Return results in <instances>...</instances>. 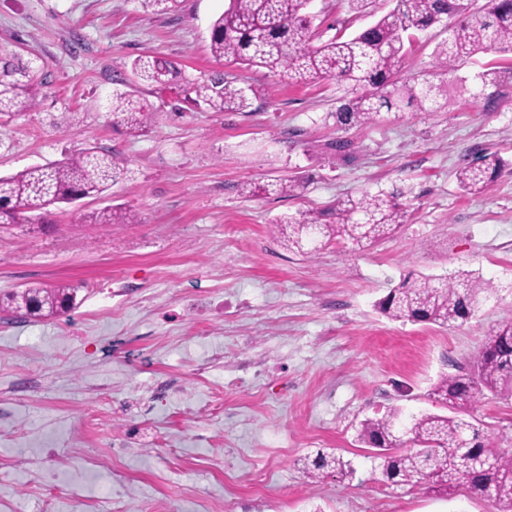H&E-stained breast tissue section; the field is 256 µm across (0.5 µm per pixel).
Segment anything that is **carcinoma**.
<instances>
[{"instance_id": "1", "label": "carcinoma", "mask_w": 512, "mask_h": 512, "mask_svg": "<svg viewBox=\"0 0 512 512\" xmlns=\"http://www.w3.org/2000/svg\"><path fill=\"white\" fill-rule=\"evenodd\" d=\"M393 8L372 24L344 37L325 41L316 33L307 0H229L212 23L210 51L214 58L281 71L296 81L336 79L351 89L335 112L336 126L347 130L372 123L386 109L414 107L438 112L448 104V75L455 64L485 51L512 54V0H485L477 10L470 0H393ZM451 23V39L443 44L433 71L401 77L410 36L441 23ZM143 82L160 89L177 87L185 97L215 112H242L249 107L248 89L216 72L203 82H190L168 60L146 56L132 63ZM32 61L0 58V113L20 112L37 105L40 79ZM482 86L512 82V68L478 74ZM114 124L129 135L148 131L151 113L132 95L112 96ZM502 168L495 154L464 161L456 173L461 190L486 191ZM123 174L117 155L83 148L64 160L28 167L0 176V224H52L50 207L70 205L105 193ZM408 191L397 186L364 190L339 198L324 212H302L275 220L288 225L287 242L316 249L334 241L371 246L406 222ZM93 224H136L138 216L122 207H106L89 216ZM489 284L468 273L443 278L402 281L378 303L396 321L441 326L467 321L476 297ZM78 287L27 283L0 293V311L15 312L30 304L26 318L51 319L72 309ZM488 391L512 398V320L488 332L487 340L467 373L442 375L432 388L436 402L455 415L435 413L411 417L409 423L391 410L361 422L358 439L381 460V474L395 485L426 484L451 495L462 488L490 502L497 512H512V453L495 448L469 422L457 417ZM339 456L317 453L307 468L311 478L327 469L347 474Z\"/></svg>"}]
</instances>
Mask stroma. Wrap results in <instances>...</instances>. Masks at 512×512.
Instances as JSON below:
<instances>
[{"label": "stroma", "instance_id": "35a3bbf8", "mask_svg": "<svg viewBox=\"0 0 512 512\" xmlns=\"http://www.w3.org/2000/svg\"><path fill=\"white\" fill-rule=\"evenodd\" d=\"M228 0H0V57L33 60L38 105L0 115V175L96 146L124 174L97 198L55 208V227L0 224V291L41 281L79 287L45 321L0 313V512H495L480 498L383 480L357 439L387 409L441 413L431 390L469 369L487 333L512 319V84L472 96L478 73L512 66L484 52L457 64L444 112L404 108L340 131L345 84L215 60L209 26ZM389 0H311L324 38L352 34ZM448 27L416 33L406 74L430 71ZM152 55L190 81L221 71L259 92L215 112L141 82ZM135 92L147 133L112 123V95ZM73 126H57L61 113ZM344 137L351 155L323 158ZM505 166L483 195L462 192L463 160ZM299 179L294 196L242 194ZM412 189L407 221L372 246L287 248L275 218L317 213L361 189ZM121 205L134 224H88ZM465 271L490 281L472 319L395 321L377 303L403 279ZM179 380L180 392L157 388ZM222 402L216 414L189 406ZM465 420L512 451V400L484 394ZM350 462L308 478L317 451Z\"/></svg>", "mask_w": 512, "mask_h": 512}]
</instances>
